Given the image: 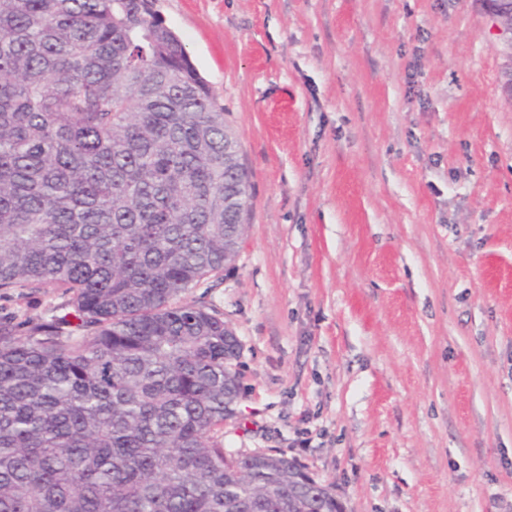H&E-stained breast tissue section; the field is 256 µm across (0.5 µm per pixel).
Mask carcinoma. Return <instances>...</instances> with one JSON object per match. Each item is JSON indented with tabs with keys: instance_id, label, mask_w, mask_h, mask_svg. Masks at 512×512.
<instances>
[{
	"instance_id": "obj_1",
	"label": "carcinoma",
	"mask_w": 512,
	"mask_h": 512,
	"mask_svg": "<svg viewBox=\"0 0 512 512\" xmlns=\"http://www.w3.org/2000/svg\"><path fill=\"white\" fill-rule=\"evenodd\" d=\"M236 137L151 0H0V512H336L280 453L224 448L220 314L177 299L237 255ZM61 302L52 288H44L34 297H20L17 292L9 298L1 296L0 307L16 312L19 320L30 318L37 321L63 315L66 311L60 308Z\"/></svg>"
}]
</instances>
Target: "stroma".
Listing matches in <instances>:
<instances>
[{
  "label": "stroma",
  "mask_w": 512,
  "mask_h": 512,
  "mask_svg": "<svg viewBox=\"0 0 512 512\" xmlns=\"http://www.w3.org/2000/svg\"><path fill=\"white\" fill-rule=\"evenodd\" d=\"M153 8L249 177L237 256L182 297L241 343L225 448L297 459L345 512H512V94L481 0Z\"/></svg>",
  "instance_id": "stroma-1"
}]
</instances>
